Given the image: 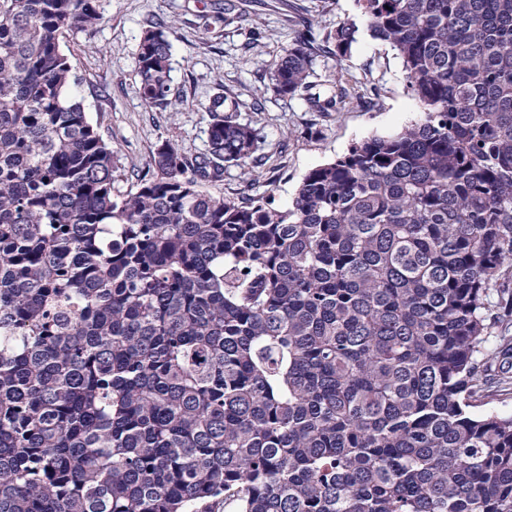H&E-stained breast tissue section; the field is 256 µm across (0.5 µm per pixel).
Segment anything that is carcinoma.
<instances>
[{
  "label": "carcinoma",
  "instance_id": "carcinoma-1",
  "mask_svg": "<svg viewBox=\"0 0 512 512\" xmlns=\"http://www.w3.org/2000/svg\"><path fill=\"white\" fill-rule=\"evenodd\" d=\"M357 6L420 118L279 208L206 189L259 180L223 95L116 188L61 48L97 0H0V512H512V414L471 412L512 387V0ZM314 65L297 37L267 90L362 100ZM137 69L173 105L164 24Z\"/></svg>",
  "mask_w": 512,
  "mask_h": 512
}]
</instances>
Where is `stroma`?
<instances>
[{
	"label": "stroma",
	"instance_id": "1",
	"mask_svg": "<svg viewBox=\"0 0 512 512\" xmlns=\"http://www.w3.org/2000/svg\"><path fill=\"white\" fill-rule=\"evenodd\" d=\"M242 16L225 23L212 0H98L95 27L64 38L88 115L114 150L113 176L121 191L135 190L165 141L188 158L208 145L210 98L218 93L240 103L236 120L253 128L260 148L251 165L260 174L249 183L238 167L210 191L239 202L271 196L286 206L312 168L345 155L353 143L387 136L417 120L419 103L405 87L401 59L360 30L348 57L321 53L318 76L360 81L365 101L338 112L311 111L304 94L267 93L269 71L283 48L313 24L314 47L324 33L359 21L355 0H237ZM163 22L172 42L171 88L175 106L145 104L137 75L138 44L147 23Z\"/></svg>",
	"mask_w": 512,
	"mask_h": 512
}]
</instances>
